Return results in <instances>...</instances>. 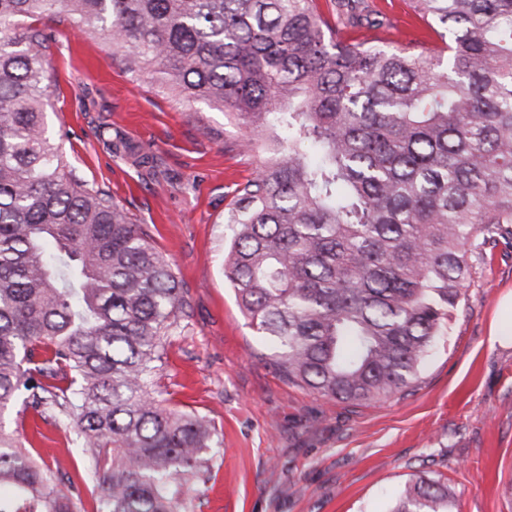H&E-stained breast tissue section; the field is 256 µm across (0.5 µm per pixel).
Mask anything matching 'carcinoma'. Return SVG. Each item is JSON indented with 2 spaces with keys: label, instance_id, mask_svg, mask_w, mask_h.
<instances>
[{
  "label": "carcinoma",
  "instance_id": "carcinoma-1",
  "mask_svg": "<svg viewBox=\"0 0 512 512\" xmlns=\"http://www.w3.org/2000/svg\"><path fill=\"white\" fill-rule=\"evenodd\" d=\"M0 0V512H77L21 437L62 418L97 512H186L220 452L154 388L187 304L148 229L77 177L49 122L47 37L67 14L129 72L228 110L262 154L224 213V275L289 383L352 405L417 381L463 289L512 245V0H410L428 52L380 47L365 0ZM367 27L372 41L336 39ZM421 478L389 512H450Z\"/></svg>",
  "mask_w": 512,
  "mask_h": 512
}]
</instances>
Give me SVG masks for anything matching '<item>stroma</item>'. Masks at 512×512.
Here are the masks:
<instances>
[{"instance_id": "stroma-1", "label": "stroma", "mask_w": 512, "mask_h": 512, "mask_svg": "<svg viewBox=\"0 0 512 512\" xmlns=\"http://www.w3.org/2000/svg\"><path fill=\"white\" fill-rule=\"evenodd\" d=\"M368 4L389 18L391 40L436 42L405 0ZM36 26L49 39L50 118L71 167L148 226L185 293L157 388L169 407L210 420L223 442L208 479L193 482L188 512H386L421 477L447 483L452 512H512V346L489 342L512 292V247L498 245L477 269L408 392L352 405L288 383L224 276V214L260 162L236 148L234 117L127 73L65 14ZM118 132L153 164L116 153ZM25 424L39 461L87 482L88 456L66 421L30 412Z\"/></svg>"}]
</instances>
